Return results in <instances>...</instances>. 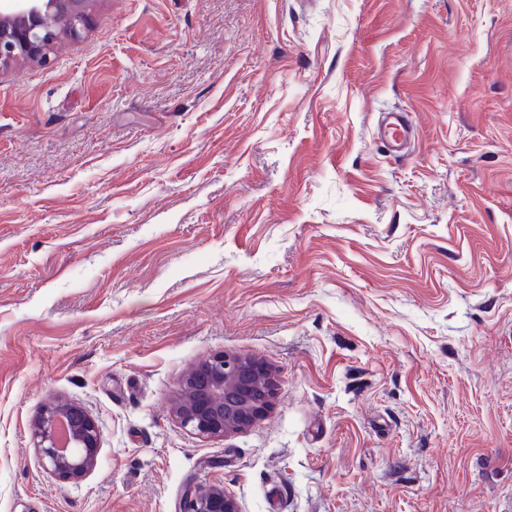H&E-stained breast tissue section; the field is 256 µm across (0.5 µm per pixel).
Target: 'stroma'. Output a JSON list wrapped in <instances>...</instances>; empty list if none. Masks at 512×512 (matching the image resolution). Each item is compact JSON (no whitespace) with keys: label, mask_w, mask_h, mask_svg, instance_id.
Masks as SVG:
<instances>
[{"label":"stroma","mask_w":512,"mask_h":512,"mask_svg":"<svg viewBox=\"0 0 512 512\" xmlns=\"http://www.w3.org/2000/svg\"><path fill=\"white\" fill-rule=\"evenodd\" d=\"M89 15L0 69V512H512V0ZM219 353L278 387L202 438L171 406ZM57 399L101 432L77 483ZM413 125L408 112L390 111L382 113L378 125V134L390 151L401 152L411 143ZM62 420L63 430L69 424L68 440L74 452H64L55 435L56 423ZM34 449L39 459L58 478L79 482L97 465L101 447V432L85 408L59 401L41 409L33 423ZM179 512H241L234 495L221 485L191 482L184 489Z\"/></svg>","instance_id":"obj_1"}]
</instances>
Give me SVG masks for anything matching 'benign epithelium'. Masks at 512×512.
<instances>
[{
  "label": "benign epithelium",
  "instance_id": "7a95c632",
  "mask_svg": "<svg viewBox=\"0 0 512 512\" xmlns=\"http://www.w3.org/2000/svg\"><path fill=\"white\" fill-rule=\"evenodd\" d=\"M90 0H12L0 11V68L19 60H46L62 36L78 38L88 25ZM67 22L60 30L52 20ZM277 379L266 364L240 356L217 354L183 377L173 413L181 425L207 438L225 437L252 426L271 408ZM67 420L74 451L64 452L56 423ZM34 449L58 478L79 482L97 465L101 432L87 410L59 401L41 409L33 423ZM180 512H241L234 495L221 485L191 482L181 497Z\"/></svg>",
  "mask_w": 512,
  "mask_h": 512
}]
</instances>
